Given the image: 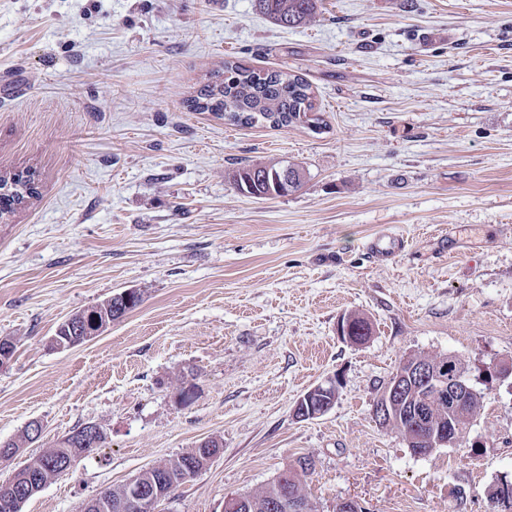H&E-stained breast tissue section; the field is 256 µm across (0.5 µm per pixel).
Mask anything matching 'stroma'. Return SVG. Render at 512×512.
<instances>
[{"label":"stroma","instance_id":"obj_1","mask_svg":"<svg viewBox=\"0 0 512 512\" xmlns=\"http://www.w3.org/2000/svg\"><path fill=\"white\" fill-rule=\"evenodd\" d=\"M281 28L252 0H0V173L39 194L0 224V443L19 466L93 423L102 448L23 512L90 496L195 448L220 454L156 512H224L297 458L316 512H492L512 479V0H324ZM309 81L326 126H236L186 101L225 61ZM300 163L304 187L238 192L236 167ZM402 238L394 260L367 242ZM141 301L85 344L72 314ZM373 333H336L350 312ZM455 355L483 386L462 442L411 453L373 406L399 363ZM333 407L294 417L330 377ZM118 294L112 295V297H121L128 306L131 305L133 296H137V293L128 290ZM112 297L101 301L87 310L75 313L70 317L71 321L69 323L63 322L53 337V344L59 346L60 343H63L72 347L83 344L86 342L84 339L93 337L83 336L84 339L82 338L86 325L93 332H96L95 336L105 331L113 321L118 320V318H113L112 315ZM69 324H72V330L69 328ZM77 329L80 330L79 333L76 332ZM28 431L32 436V441L40 438L43 430L42 423L39 420H32L27 424ZM28 431L22 433V435L17 440H11L8 442L7 448H4L6 457H2L1 448H3L0 444V460H9L16 456L20 449L23 448V445L31 441Z\"/></svg>","mask_w":512,"mask_h":512}]
</instances>
